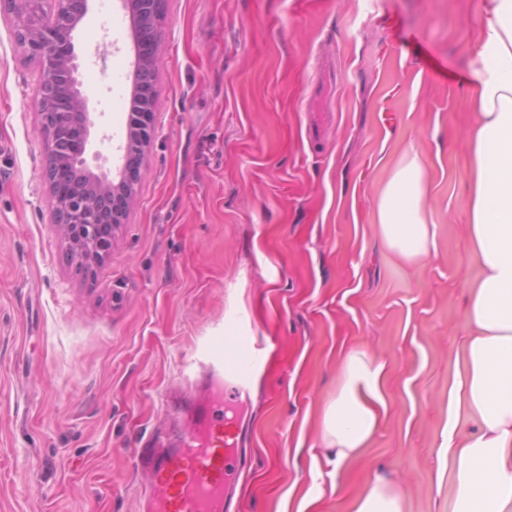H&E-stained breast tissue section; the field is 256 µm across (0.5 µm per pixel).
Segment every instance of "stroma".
Returning a JSON list of instances; mask_svg holds the SVG:
<instances>
[{"instance_id":"1","label":"stroma","mask_w":512,"mask_h":512,"mask_svg":"<svg viewBox=\"0 0 512 512\" xmlns=\"http://www.w3.org/2000/svg\"><path fill=\"white\" fill-rule=\"evenodd\" d=\"M476 0H164L155 112L108 256H68L41 178L42 70L0 13V512H140L135 454L180 427L172 391L226 333L270 350L225 392L254 446L239 512H351L375 476L403 512H448L438 455L465 299L473 105L458 85ZM134 20L90 0L74 34L96 126L124 141ZM411 42L396 54L399 35ZM107 45L106 61L98 46ZM429 182L435 249L389 250L379 198L407 150ZM385 364L380 428L349 468L321 419L344 355Z\"/></svg>"}]
</instances>
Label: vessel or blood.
Segmentation results:
<instances>
[{"label":"vessel or blood","instance_id":"b4317fda","mask_svg":"<svg viewBox=\"0 0 512 512\" xmlns=\"http://www.w3.org/2000/svg\"><path fill=\"white\" fill-rule=\"evenodd\" d=\"M185 422L167 444L140 449L147 483L143 512H232L230 476L246 460L247 429L224 415V395L208 380L179 396Z\"/></svg>","mask_w":512,"mask_h":512}]
</instances>
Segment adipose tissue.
Returning a JSON list of instances; mask_svg holds the SVG:
<instances>
[{"label":"adipose tissue","mask_w":512,"mask_h":512,"mask_svg":"<svg viewBox=\"0 0 512 512\" xmlns=\"http://www.w3.org/2000/svg\"><path fill=\"white\" fill-rule=\"evenodd\" d=\"M475 41L459 79L478 113L470 133L467 225L480 266L470 286L461 363L448 387V424L439 443L453 475L450 512H512V0H476ZM427 177L417 151L394 172L378 204L388 247L415 264L434 240L425 206ZM385 366L348 352L336 397L324 409L326 461L356 462L385 407ZM471 432L456 440L458 427Z\"/></svg>","instance_id":"adipose-tissue-1"}]
</instances>
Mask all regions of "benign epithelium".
I'll return each mask as SVG.
<instances>
[{
    "label": "benign epithelium",
    "mask_w": 512,
    "mask_h": 512,
    "mask_svg": "<svg viewBox=\"0 0 512 512\" xmlns=\"http://www.w3.org/2000/svg\"><path fill=\"white\" fill-rule=\"evenodd\" d=\"M53 2L52 17L44 5ZM163 0H124L149 49L137 57L133 99L137 103L131 118L126 142L121 150L138 154L150 144V118L159 101L153 90L155 77L153 49L159 42L157 24L162 17ZM17 16V38L38 58L43 85L36 102L40 132L46 145L42 177L54 185L51 208L54 221L66 239L70 255L81 263L99 262L111 243L100 233L107 215V200L112 193L133 199V181L99 163L101 154L85 156V149L73 150L72 133L83 131L89 139L95 126L81 90V63L74 52L73 33L88 12L89 0H0Z\"/></svg>",
    "instance_id": "1"
}]
</instances>
